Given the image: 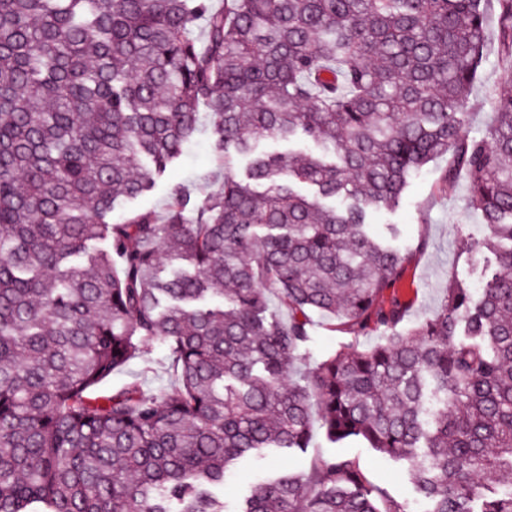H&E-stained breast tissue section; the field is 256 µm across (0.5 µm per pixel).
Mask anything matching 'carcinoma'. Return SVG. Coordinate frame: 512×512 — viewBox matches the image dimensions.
<instances>
[{
	"mask_svg": "<svg viewBox=\"0 0 512 512\" xmlns=\"http://www.w3.org/2000/svg\"><path fill=\"white\" fill-rule=\"evenodd\" d=\"M485 60L483 0H0V512H230L226 473L316 423L408 464L425 512H512V84L470 135ZM205 117L222 186L112 220ZM448 154L495 266L405 330L369 218ZM315 315L379 340L313 359ZM150 342L169 388L94 395ZM237 512L414 510L336 456Z\"/></svg>",
	"mask_w": 512,
	"mask_h": 512,
	"instance_id": "obj_1",
	"label": "carcinoma"
}]
</instances>
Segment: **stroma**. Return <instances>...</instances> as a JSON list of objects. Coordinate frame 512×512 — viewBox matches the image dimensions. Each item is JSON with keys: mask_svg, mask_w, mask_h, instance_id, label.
<instances>
[{"mask_svg": "<svg viewBox=\"0 0 512 512\" xmlns=\"http://www.w3.org/2000/svg\"><path fill=\"white\" fill-rule=\"evenodd\" d=\"M486 28L490 38L486 61L475 80L465 104L472 134L484 132L494 120V105L499 86L512 80V70L498 62V44L494 37L496 17L494 4L486 6ZM448 158L429 163L410 178L403 200L396 211L373 215L377 230L395 224L400 229L396 241L404 263L401 274L391 288L384 291L381 303H399L406 309L405 325H412L428 315L438 304L450 278L473 285L479 277L478 265L468 262L463 245L472 238H485L490 229L480 215L467 204L469 186L464 174L450 175ZM217 157L209 136H201L190 144L184 155L158 180L156 188L146 196L116 210V217L151 210L163 213L172 187L182 186L194 193L214 189ZM309 348L318 358L347 351L356 338L342 325L317 319ZM143 381L158 390L173 383L174 376L166 361V349L157 342L147 344L144 357L132 360L113 373L101 393L115 392L127 383ZM336 455L356 460L367 479L383 488L392 499L404 502L415 498L412 475L406 465L397 463L363 442L353 440L332 444L323 432H315L307 452L290 454L284 466L296 471L309 467L316 459Z\"/></svg>", "mask_w": 512, "mask_h": 512, "instance_id": "obj_1", "label": "stroma"}]
</instances>
